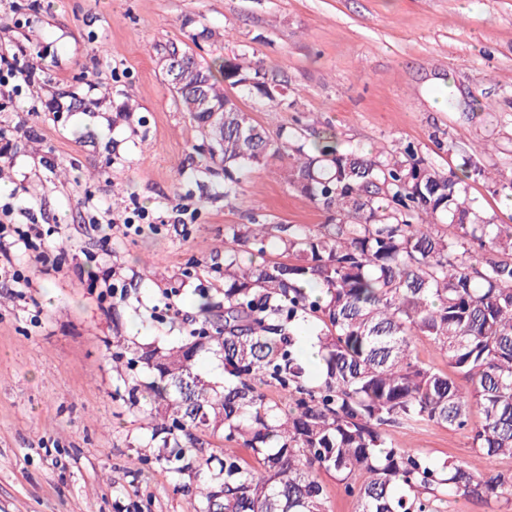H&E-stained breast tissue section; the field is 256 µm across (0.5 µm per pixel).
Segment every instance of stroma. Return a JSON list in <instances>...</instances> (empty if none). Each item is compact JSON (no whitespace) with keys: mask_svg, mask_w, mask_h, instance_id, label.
Segmentation results:
<instances>
[{"mask_svg":"<svg viewBox=\"0 0 512 512\" xmlns=\"http://www.w3.org/2000/svg\"><path fill=\"white\" fill-rule=\"evenodd\" d=\"M188 17L215 33L197 50L204 59L246 48L287 81V103L272 107L230 91L269 134L329 128L368 149L409 142L444 171L487 141L482 162L512 170V0H0V52L20 54L38 86L0 112V182L11 187L0 201L34 212L59 265L45 272L18 248L33 285H0V512H192L198 482L151 461L146 416L112 368L116 345L193 328L197 289L217 288L210 267L224 260L228 225L326 220L281 178L283 160L246 177L240 207L225 201L223 176L193 161L200 132L157 64L161 46L186 41ZM61 89L100 107L48 112ZM445 94L451 105L434 107ZM127 98L140 122L117 119ZM85 199L113 227L92 230ZM136 207L168 219L187 208L194 221L185 234L135 235L122 219ZM106 268L125 299L101 301ZM389 437L480 473L512 470V459L436 424Z\"/></svg>","mask_w":512,"mask_h":512,"instance_id":"obj_1","label":"stroma"}]
</instances>
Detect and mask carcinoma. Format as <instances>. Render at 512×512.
Wrapping results in <instances>:
<instances>
[{"mask_svg": "<svg viewBox=\"0 0 512 512\" xmlns=\"http://www.w3.org/2000/svg\"><path fill=\"white\" fill-rule=\"evenodd\" d=\"M177 52L188 57L178 104L202 134L199 155L221 167L224 199L238 200L246 172L286 156L285 181L327 220L315 230L229 225L224 265L211 266L224 303L200 288L201 323L179 342H133L112 355L116 371L148 375L124 392L130 407H149L152 459L194 478L218 470L193 512H328L321 471L336 474L357 512H445L457 497L511 503L512 471L433 462L394 446L388 431L432 422L470 431L483 455L512 458V225L495 223L468 192L481 180L511 195L512 178L490 175L474 150L445 173L409 143L363 151L330 130L307 141L295 128L272 138L224 91L274 103L267 71L247 51L204 62L171 42L159 57ZM89 106L75 92L46 103L55 114ZM272 238L283 260L258 261ZM417 336L448 357V370L418 359ZM306 341L319 347L316 377ZM201 355L222 362L224 384L196 372ZM206 431L251 449L257 465L242 466L231 448L193 455Z\"/></svg>", "mask_w": 512, "mask_h": 512, "instance_id": "1", "label": "carcinoma"}]
</instances>
